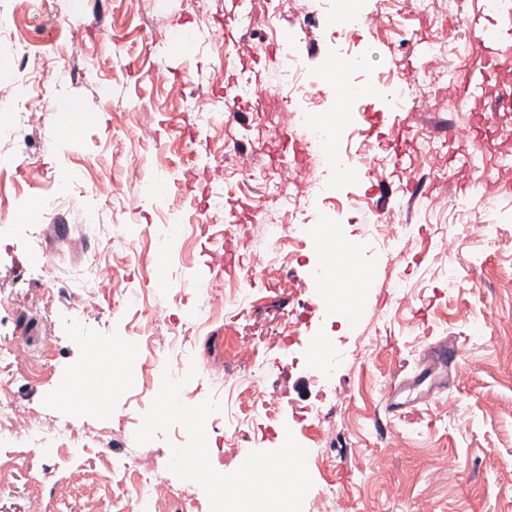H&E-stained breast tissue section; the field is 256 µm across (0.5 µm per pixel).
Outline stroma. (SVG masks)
Wrapping results in <instances>:
<instances>
[{
  "mask_svg": "<svg viewBox=\"0 0 512 512\" xmlns=\"http://www.w3.org/2000/svg\"><path fill=\"white\" fill-rule=\"evenodd\" d=\"M482 8V0H461L458 15L446 17L434 7L417 13L409 0H360L363 23L351 30L320 0H277L263 51L249 55L237 42L264 18L250 0H0V14L30 33L13 51L25 61L24 74L47 61L75 74L46 94L32 123L21 119L13 88L0 83V155L10 158L0 167V297L7 301L0 336L22 337L29 353L17 364L15 399L58 425L112 440L113 455L123 456L137 447L134 435L164 372L187 377L185 404L223 399L224 374L236 368L235 341H259L261 353L276 355L288 320L301 336L298 360L268 371L264 386L278 395V426L290 427L311 451L310 493H325L323 512H512V193L488 208L460 207L474 175L464 158L512 153V140L483 127L466 141L448 133L474 120L450 89L478 50L466 20ZM312 11L315 24L304 25ZM225 19L229 38L220 46L209 30ZM287 38L314 75L296 101L305 116L291 121L293 139H309L314 119L347 113L341 149L351 167L359 155L370 156L369 173L338 177L324 159H295L279 140L272 99L292 88L273 78ZM432 41L446 51L437 82L430 55L421 52ZM354 55L361 67L348 66ZM159 65L172 86L150 82ZM254 78L260 84L245 105V123H225L220 111L192 120L195 102L233 100L236 85ZM340 78L368 94L342 102ZM395 89L404 95L393 106ZM68 101L80 111L66 120L58 106ZM428 137L438 146L435 173L422 164ZM217 159L238 186L215 212L204 205L216 191L209 168ZM284 167L298 185L321 187L301 195L293 215L272 190ZM101 179L119 184L110 200L92 195ZM154 185L163 196L151 194ZM381 188L393 197L384 213L391 229L377 239L369 224ZM48 196L60 200L62 212L49 214L47 225L29 224L28 212ZM292 220L327 221L336 238L357 243L341 259L358 273L341 281L356 298L353 311L326 312L313 281L322 241L313 236L283 263L280 280L255 279L253 305L201 315L195 299L222 278L209 266L211 252L230 248V271L239 273ZM407 221L419 234L401 235ZM450 233L456 252L445 258L434 246ZM86 252L112 269L116 292L63 290L44 306L48 274L80 279ZM149 279L156 286L147 305L168 316L160 334L181 348L168 367L149 366L143 309L131 304ZM79 306L87 309L80 317ZM445 337L464 348L448 361L446 386L403 415H387L376 386L413 375L425 349ZM320 340L336 364L329 384L311 368L310 347ZM307 406L327 416L326 446H314L299 419ZM389 432L400 434L401 446L388 455ZM74 463L82 483L60 480L47 491L39 477L59 467L55 449L17 460L0 488V512H28L34 500L42 512H66L87 499L99 512H120L109 464L91 449Z\"/></svg>",
  "mask_w": 512,
  "mask_h": 512,
  "instance_id": "obj_1",
  "label": "stroma"
}]
</instances>
